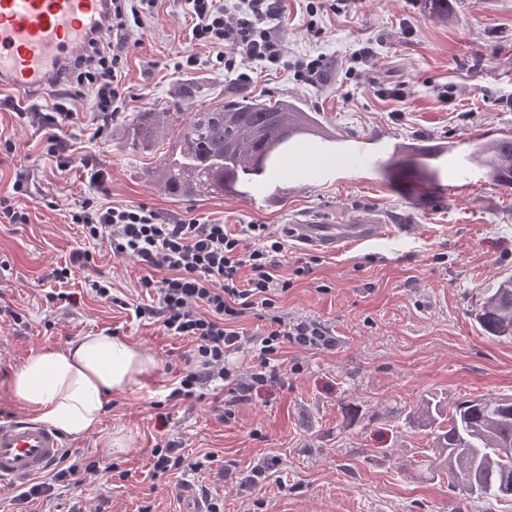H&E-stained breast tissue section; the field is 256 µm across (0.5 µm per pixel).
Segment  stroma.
<instances>
[{"mask_svg":"<svg viewBox=\"0 0 512 512\" xmlns=\"http://www.w3.org/2000/svg\"><path fill=\"white\" fill-rule=\"evenodd\" d=\"M312 22L319 36L308 34ZM281 26L287 65L250 63L251 80L241 83L216 69L210 48L191 43L182 0H161L129 52L123 112L96 135L93 94L85 92L62 132L71 154L63 170L44 150L49 97L15 102L0 91V140L15 146L0 157V201L13 199L15 180H23L29 213L25 224L0 218V261L8 265L0 301L23 317L0 320V419L25 410L7 385L34 350L103 331L154 360L137 384L112 396L99 432L63 441L71 462L98 461L93 483L56 481L50 497L27 504L18 487L0 489V512H188L206 494L222 512H487L484 502L450 490L446 477L411 469L432 436L408 414L424 399L450 408L512 396V339L488 335L475 318L483 289L512 274V190L462 159L468 139L490 129L512 133V0H455L445 21L429 16L424 0H347L342 11L314 18L303 0H288ZM363 47L371 59L354 63ZM187 51L195 65L176 69ZM317 56L323 78L297 81L295 64ZM383 84L404 85L405 99L381 96ZM242 96L297 103L353 155L330 159L329 176L310 179L301 156L317 139L296 137L288 170L299 182L288 194L175 197L149 181L160 153L132 148L137 115L190 113ZM378 134L451 140L459 155L441 159L437 181L398 183L384 173L386 152L365 147ZM98 171L113 204L144 202L169 222L269 224L284 233L305 219L332 222L370 209L415 230L338 253L287 240L276 260L291 286L276 312L320 323L335 346L283 344L275 380L246 398L230 384L173 400L192 342L135 318L134 304L148 299L139 286L146 267L86 239L71 220ZM84 250L89 266H73ZM305 262L310 273L296 275ZM65 266L71 275L56 281L53 270ZM95 280L111 282V299L91 292ZM114 436L126 438V448H112ZM168 441L202 469L155 476L151 450ZM258 466L269 477L256 487Z\"/></svg>","mask_w":512,"mask_h":512,"instance_id":"stroma-1","label":"stroma"}]
</instances>
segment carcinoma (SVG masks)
I'll use <instances>...</instances> for the list:
<instances>
[{"label": "carcinoma", "mask_w": 512, "mask_h": 512, "mask_svg": "<svg viewBox=\"0 0 512 512\" xmlns=\"http://www.w3.org/2000/svg\"><path fill=\"white\" fill-rule=\"evenodd\" d=\"M428 14L446 20L452 0H424ZM131 145L168 144L154 171L156 183L173 195L224 192V186L255 187L275 163L288 140L286 130L311 133L317 119L287 100L232 98L195 112H144L132 123ZM467 159L495 184L512 188V151L481 135L468 142ZM438 170L418 157L393 152L384 164L392 176L406 169ZM494 337H512V275L486 289L476 314ZM419 422L434 427L421 451L434 469L448 474V486L488 504L512 506V396L483 395L448 410L427 400L414 411Z\"/></svg>", "instance_id": "obj_1"}]
</instances>
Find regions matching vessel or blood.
<instances>
[{"label": "vessel or blood", "instance_id": "b4317fda", "mask_svg": "<svg viewBox=\"0 0 512 512\" xmlns=\"http://www.w3.org/2000/svg\"><path fill=\"white\" fill-rule=\"evenodd\" d=\"M110 0H0V90L35 96L55 87L67 67L87 57L91 38L111 22ZM393 225L369 213L333 224H293L302 246L338 252L392 233ZM64 452L58 434L33 417L0 421V485L41 477Z\"/></svg>", "mask_w": 512, "mask_h": 512}]
</instances>
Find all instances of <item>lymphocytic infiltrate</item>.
<instances>
[{
  "label": "lymphocytic infiltrate",
  "instance_id": "lymphocytic-infiltrate-1",
  "mask_svg": "<svg viewBox=\"0 0 512 512\" xmlns=\"http://www.w3.org/2000/svg\"><path fill=\"white\" fill-rule=\"evenodd\" d=\"M112 24L92 40L88 60L71 69L60 91L61 100L44 115L47 153L63 149L60 132L75 117L73 102L94 87L93 106L99 130H106L121 112L125 72L133 28L156 15L158 0H111ZM193 26L191 39L212 48L219 70L248 81L246 63L273 66L288 55L286 36L280 28L285 0H185ZM105 185H98L71 216L82 225L87 238L107 242L114 255L134 257L150 269L140 285L152 296L137 305L139 318L158 319L167 335L190 339L194 345L187 369L172 398L195 397L198 389L232 378L225 364L230 353L251 345L259 368L249 381L239 383L240 395L253 386L275 379L273 359L285 342L328 348L329 331L311 321H288L275 315L278 297L290 286L278 272L276 254L284 248L281 234L266 224H248L232 231L218 222L195 218L175 223L163 221L147 204L115 206ZM253 314L266 328L246 336L238 321Z\"/></svg>",
  "mask_w": 512,
  "mask_h": 512
}]
</instances>
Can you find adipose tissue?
I'll list each match as a JSON object with an SVG mask.
<instances>
[{
    "label": "adipose tissue",
    "instance_id": "1",
    "mask_svg": "<svg viewBox=\"0 0 512 512\" xmlns=\"http://www.w3.org/2000/svg\"><path fill=\"white\" fill-rule=\"evenodd\" d=\"M151 357L124 339L89 334L31 353L10 381L37 420L72 438L98 432L110 397L149 370Z\"/></svg>",
    "mask_w": 512,
    "mask_h": 512
}]
</instances>
